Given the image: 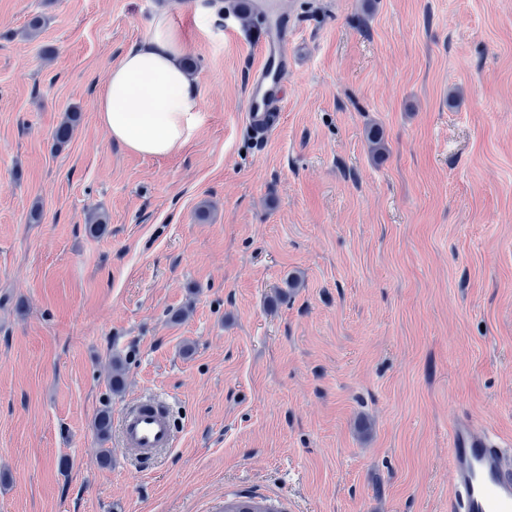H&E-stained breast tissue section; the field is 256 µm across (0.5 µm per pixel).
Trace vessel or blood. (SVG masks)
Listing matches in <instances>:
<instances>
[{
    "mask_svg": "<svg viewBox=\"0 0 512 512\" xmlns=\"http://www.w3.org/2000/svg\"><path fill=\"white\" fill-rule=\"evenodd\" d=\"M290 26L280 19L267 25L260 60L247 89L246 120L260 137L274 132L282 120L278 77L293 62ZM120 440L143 463L175 445L174 416L160 396L147 394L132 403L118 423ZM448 466L451 491L448 512H512V450L467 416L450 426ZM260 496L226 493V512H266Z\"/></svg>",
    "mask_w": 512,
    "mask_h": 512,
    "instance_id": "1",
    "label": "vessel or blood"
}]
</instances>
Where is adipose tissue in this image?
<instances>
[{"label": "adipose tissue", "instance_id": "1", "mask_svg": "<svg viewBox=\"0 0 512 512\" xmlns=\"http://www.w3.org/2000/svg\"><path fill=\"white\" fill-rule=\"evenodd\" d=\"M187 43L159 12L150 35L112 64L94 102L99 124L128 150L166 157L182 149L202 122L196 78L184 63Z\"/></svg>", "mask_w": 512, "mask_h": 512}]
</instances>
